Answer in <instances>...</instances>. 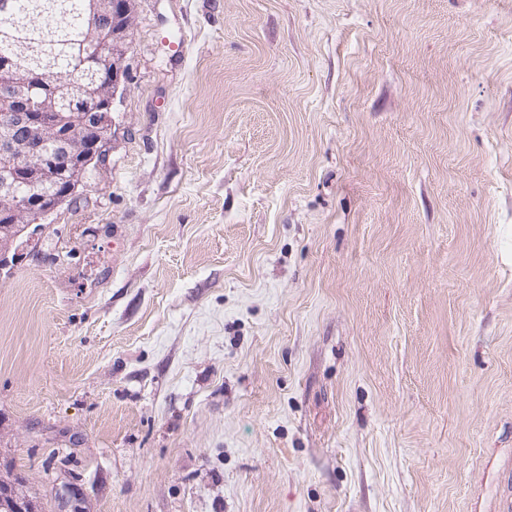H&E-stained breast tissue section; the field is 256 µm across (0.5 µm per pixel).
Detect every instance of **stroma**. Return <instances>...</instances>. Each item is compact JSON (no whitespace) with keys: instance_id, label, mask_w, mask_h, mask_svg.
Segmentation results:
<instances>
[{"instance_id":"stroma-1","label":"stroma","mask_w":512,"mask_h":512,"mask_svg":"<svg viewBox=\"0 0 512 512\" xmlns=\"http://www.w3.org/2000/svg\"><path fill=\"white\" fill-rule=\"evenodd\" d=\"M122 68L0 272V475L43 512H512V0H135Z\"/></svg>"}]
</instances>
